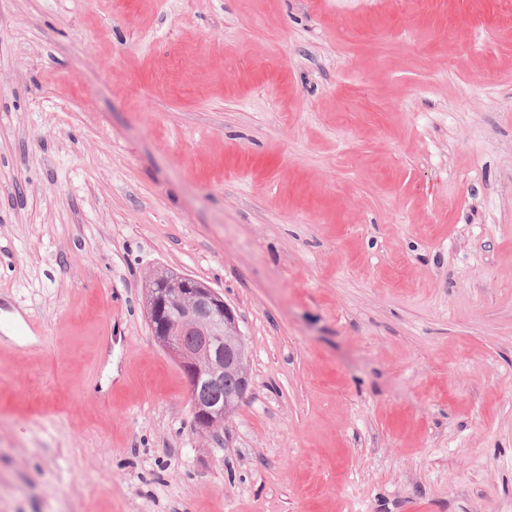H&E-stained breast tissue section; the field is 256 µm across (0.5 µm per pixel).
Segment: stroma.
<instances>
[{"instance_id":"35a3bbf8","label":"stroma","mask_w":512,"mask_h":512,"mask_svg":"<svg viewBox=\"0 0 512 512\" xmlns=\"http://www.w3.org/2000/svg\"><path fill=\"white\" fill-rule=\"evenodd\" d=\"M152 271L238 317L223 430ZM7 325L0 512H512V13L0 0Z\"/></svg>"}]
</instances>
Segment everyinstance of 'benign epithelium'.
<instances>
[{
    "instance_id": "1",
    "label": "benign epithelium",
    "mask_w": 512,
    "mask_h": 512,
    "mask_svg": "<svg viewBox=\"0 0 512 512\" xmlns=\"http://www.w3.org/2000/svg\"><path fill=\"white\" fill-rule=\"evenodd\" d=\"M146 313L154 339L185 371L195 430L205 433L224 427L250 391L247 346L224 294L190 274L175 282L157 276L147 291ZM186 336H197L200 343L191 348L184 343ZM228 370L239 375L238 390L205 395Z\"/></svg>"
}]
</instances>
